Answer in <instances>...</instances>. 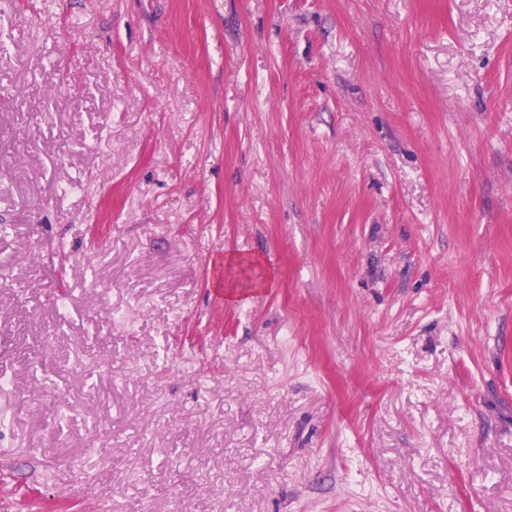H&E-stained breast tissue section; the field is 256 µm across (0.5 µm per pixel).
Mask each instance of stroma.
Returning a JSON list of instances; mask_svg holds the SVG:
<instances>
[{"instance_id": "obj_1", "label": "stroma", "mask_w": 512, "mask_h": 512, "mask_svg": "<svg viewBox=\"0 0 512 512\" xmlns=\"http://www.w3.org/2000/svg\"><path fill=\"white\" fill-rule=\"evenodd\" d=\"M2 373L0 512H512V0H0ZM267 285V280L263 278L262 280H259L257 283L253 284L251 287H243L239 284H236L235 282H232L230 280H225L223 283V279H214L213 286L214 288H228L225 289V300L229 304H241L246 302L247 295L249 293L258 291L262 288H265ZM235 288H250L249 292H242L240 290H235Z\"/></svg>"}]
</instances>
